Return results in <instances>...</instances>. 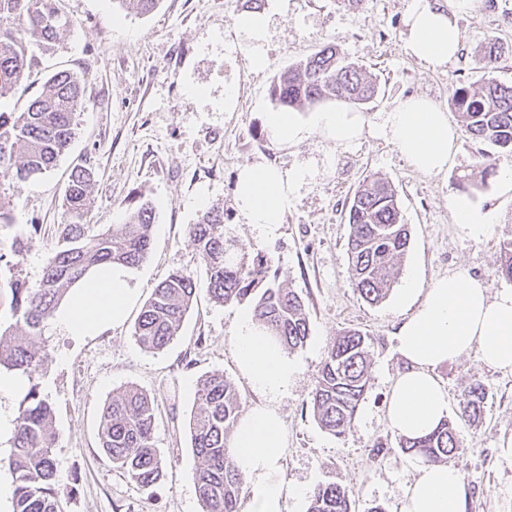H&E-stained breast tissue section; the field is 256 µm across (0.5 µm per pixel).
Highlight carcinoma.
<instances>
[{
	"mask_svg": "<svg viewBox=\"0 0 512 512\" xmlns=\"http://www.w3.org/2000/svg\"><path fill=\"white\" fill-rule=\"evenodd\" d=\"M58 2L0 0V99L25 78L32 61L29 47L51 48L70 25ZM502 53V44L489 39L478 63L491 72ZM377 93L378 85L366 69L333 43L278 73L270 90L274 104L285 112L329 99L364 106ZM449 104L469 139L512 152V84L489 78L477 87L462 85L452 90ZM83 108L80 79L59 71L44 81L23 111L0 109V176L26 181L49 171L75 139L77 114ZM479 168L480 180L470 175L460 179L462 190H479L496 173L487 153L482 154ZM91 182L89 168H73L63 198L68 220L57 225L55 246L39 286L30 287L18 274L0 280V299L11 312V322L0 323V367L18 370L32 382L8 461L15 482L14 512H63L54 482L53 408L33 383L45 360L35 348V338L70 288L90 269L110 262L137 267L151 246L154 206L142 195L124 223L103 231L86 223ZM347 224L353 288L367 303L378 304L399 274L400 259L409 244V230L389 181L376 176L355 192ZM189 235L204 261L208 293L215 302L233 305L248 300L254 320L282 347L295 350L306 344L309 318L302 297L277 284V273L271 272L266 255H238V243L224 234L223 208H206ZM498 275L512 281V242L501 247ZM196 291L194 277L186 273H173L159 283L135 326L138 345L148 351L165 348L177 336ZM370 341L359 329L343 330L329 346L312 392L315 419L337 438L351 430L364 399ZM487 396L482 382H470L458 398L459 416L472 422L481 419ZM240 408L234 385L224 373L198 381L191 440L201 459L195 473L201 512H237L242 475L230 459L226 438L236 427ZM153 426L150 399L133 387L112 397L100 425L101 447L113 468L142 486L157 483L165 465L152 444ZM398 447L428 463L441 464L458 448L456 430L445 420L425 436L399 438ZM353 497L354 490L347 485H319L310 493L307 512H352Z\"/></svg>",
	"mask_w": 512,
	"mask_h": 512,
	"instance_id": "obj_1",
	"label": "carcinoma"
}]
</instances>
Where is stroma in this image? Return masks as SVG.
<instances>
[{
	"label": "stroma",
	"mask_w": 512,
	"mask_h": 512,
	"mask_svg": "<svg viewBox=\"0 0 512 512\" xmlns=\"http://www.w3.org/2000/svg\"><path fill=\"white\" fill-rule=\"evenodd\" d=\"M408 3L265 0L269 64L257 70L234 28L243 0H159L145 15L120 0H60L71 27L50 51L37 53L28 80L0 99V108L23 110L47 77L68 70L84 87L79 134L50 171L11 182L13 221L0 245L10 246L28 225H40L19 267L29 285H37L55 230L66 220L62 198L78 164L94 174L88 223H123L140 193L155 209L150 250L132 270L135 300L126 320L92 336L69 335L49 321L36 340L47 359L34 381L53 407L55 486L65 512H201L194 484L200 460L190 429L197 380L224 373L245 413L271 402L240 374L233 357V335L248 303L224 306L207 293L205 266L189 228L208 204L223 206L224 228L246 253L268 256L280 283L302 297L309 317L306 345L288 354L297 367L294 379L274 401L284 437L283 477L305 491L304 498L288 500L285 512H307L308 491L328 482L353 488L352 512L376 505L400 512L418 462L400 450L386 416L388 392L405 369L395 336L409 312L400 302L401 288L410 277L426 289L463 270L484 279L490 293L511 290L512 282L498 278L496 270L501 245L512 241V188L495 176L481 190L461 192L459 177L476 171L483 150L464 136L447 170L425 175L392 143L368 133L349 146L315 132L292 146L275 143L264 116L275 109L269 96L274 76L329 42L376 79L378 94L363 109L372 124L409 95L429 97L448 110L453 123L457 115L448 99L456 86H477L491 77L512 84V0H476L473 9L458 14L461 47L436 70L406 47ZM491 38L507 51L490 73L480 67L478 54ZM228 87L234 91L229 104ZM258 162L305 172L271 238L245 223L233 194L238 169ZM372 174L392 183L410 232L399 277L376 305L354 291L346 252L347 206ZM462 196L488 224L486 236L460 233L454 205ZM177 271L194 275L197 298L166 348L144 350L134 337L138 316L156 285ZM347 328L372 339L369 384L351 431L337 438L318 424L310 394L329 344ZM436 375L448 392V417L460 444L450 464L461 476L464 512H512V372L489 367L472 352L439 367ZM472 380L488 392L476 426L458 414V395ZM130 386L154 404L153 446L165 468L150 487L113 469L99 442L106 402ZM23 407V393L0 392V417L9 424L0 432V487L8 489L13 428ZM380 442L387 448L374 454Z\"/></svg>",
	"instance_id": "1"
}]
</instances>
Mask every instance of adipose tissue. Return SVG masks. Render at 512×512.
Segmentation results:
<instances>
[{
    "label": "adipose tissue",
    "instance_id": "obj_1",
    "mask_svg": "<svg viewBox=\"0 0 512 512\" xmlns=\"http://www.w3.org/2000/svg\"><path fill=\"white\" fill-rule=\"evenodd\" d=\"M267 22L259 12L240 15L234 22L248 41L251 63L258 70L268 64L263 48ZM405 25L410 53L428 67L440 68L456 56L460 32L444 6L410 0ZM265 122L271 139L288 145L313 130L337 145H348L365 128L362 113L340 104L319 109L307 119L296 112L274 111L267 113ZM373 132L394 143L414 169L427 175L446 169L459 139L447 113L423 96L399 101ZM303 178L300 169L285 172L262 163L243 165L234 194L246 223L264 235H275ZM130 279V268L119 264L91 272L56 309L54 323L73 336L119 323L133 299ZM401 299L414 308L396 333L406 369L390 390L387 416L396 433L416 438L431 432L448 414V392L435 374L440 365L474 351L485 364L512 372V291L491 295L484 280L459 271L436 280L423 293L414 281H406ZM233 353L239 372L259 393L274 398L287 391L296 367L249 314L238 319ZM283 446L279 415L271 406L254 408L238 422L233 459L251 485L240 512H284L293 490L281 475ZM402 512H464L458 470L420 463L406 489Z\"/></svg>",
    "mask_w": 512,
    "mask_h": 512
}]
</instances>
